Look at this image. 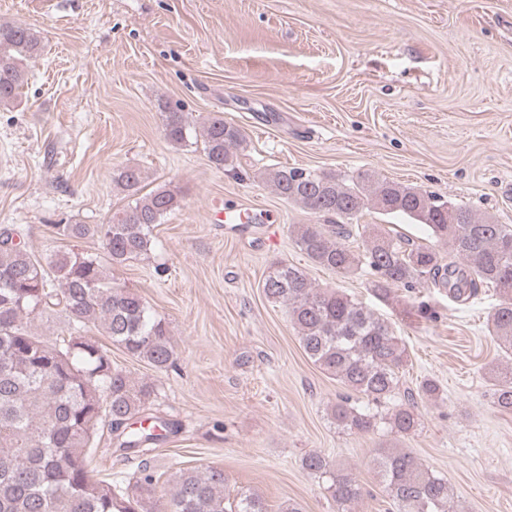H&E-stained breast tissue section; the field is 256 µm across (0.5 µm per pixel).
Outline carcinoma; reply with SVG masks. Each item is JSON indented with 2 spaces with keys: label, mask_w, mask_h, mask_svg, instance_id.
<instances>
[{
  "label": "carcinoma",
  "mask_w": 512,
  "mask_h": 512,
  "mask_svg": "<svg viewBox=\"0 0 512 512\" xmlns=\"http://www.w3.org/2000/svg\"><path fill=\"white\" fill-rule=\"evenodd\" d=\"M41 49L34 30L0 24V105L19 98L27 61ZM164 134L174 145L188 140L184 113H166ZM198 135L215 169L241 176L235 158L247 141L239 127L214 114ZM263 179L280 198L323 219L292 225L295 245L316 266L344 277L370 269V288L382 300L394 288L413 289L424 281L460 302L480 287L493 288L500 303L487 328L509 362L494 370L491 397L501 411L512 412L511 224L369 172L338 179L281 167L266 170ZM113 182L128 201L107 222L53 225L61 241L100 240L101 253L57 249L38 258L16 241L15 229L0 228V512H267L255 492L225 495L224 470L214 467L182 468L170 497L157 495L160 475L148 456L166 424L155 419L143 425L154 384L114 366L108 348L88 332L102 331L157 372L172 366L174 346L165 320L137 292L114 285L112 269L151 250L155 226L180 208V199L165 184L147 189L137 167L118 169ZM369 206L419 222L428 242L357 223ZM352 236L363 249L342 243ZM431 239L448 244V258ZM261 288L269 303L287 308L309 360L348 391L327 412L336 430L365 434L384 426L401 436L419 431L418 401L437 399L440 383L424 378L407 390V404L382 410L397 394L408 362L403 339L387 321L343 292L314 285L292 264H272ZM56 311L65 317L66 335L51 341L31 329V316ZM106 425L115 432L117 451L142 457L134 481L126 485L99 479L90 468ZM372 463L397 512H454L448 478L412 453L380 448ZM301 467L322 479L336 512H354L362 487L352 472L334 467L318 451L304 455Z\"/></svg>",
  "instance_id": "1"
}]
</instances>
